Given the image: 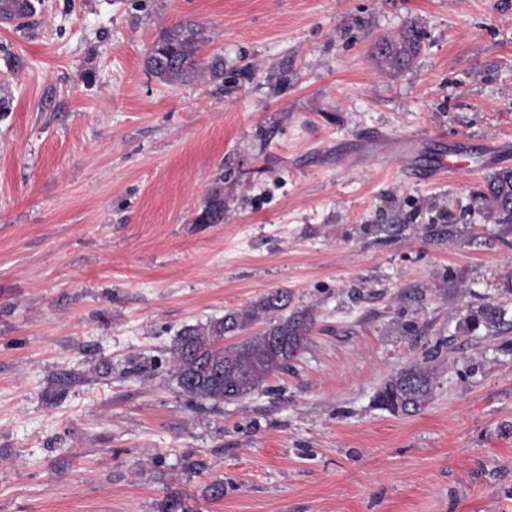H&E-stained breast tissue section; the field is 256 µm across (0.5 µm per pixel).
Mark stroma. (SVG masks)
Returning <instances> with one entry per match:
<instances>
[{
    "mask_svg": "<svg viewBox=\"0 0 512 512\" xmlns=\"http://www.w3.org/2000/svg\"><path fill=\"white\" fill-rule=\"evenodd\" d=\"M194 22L223 80L164 85ZM415 28L397 67L375 50ZM0 512H512V226L488 169L420 160L512 137V0H33L0 22ZM223 223L194 217L216 177ZM316 319L287 371L217 411L171 347L272 291ZM496 305V327L470 316ZM431 373L414 415L378 406ZM223 482L224 495L211 487ZM206 40L203 29L194 23L163 28L145 57L150 75L167 85L183 84L208 76L212 81L224 78L221 61L207 62L201 50ZM400 145L406 157V177L423 179L427 181H440L448 177V174L456 173L459 169L471 167V152L465 149L448 152L447 157H440L425 167H416L412 154L416 144L410 141H401ZM486 191L483 200L488 213L501 224L512 223V170L495 173ZM432 389L430 372L420 366H413L392 376L379 392L378 401L386 408L389 400H399L404 414L409 415L424 408L431 397Z\"/></svg>",
    "mask_w": 512,
    "mask_h": 512,
    "instance_id": "1",
    "label": "stroma"
}]
</instances>
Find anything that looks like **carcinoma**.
Returning <instances> with one entry per match:
<instances>
[{
  "label": "carcinoma",
  "instance_id": "cac0c4a2",
  "mask_svg": "<svg viewBox=\"0 0 512 512\" xmlns=\"http://www.w3.org/2000/svg\"><path fill=\"white\" fill-rule=\"evenodd\" d=\"M206 40L203 29L194 23H182L162 29L145 57L150 75L167 85L183 84L200 78L218 81L224 78L221 61H206L201 54ZM420 42L413 31L399 38L385 40L379 53L404 64L419 50ZM483 200L488 213L501 224L512 223V170L494 174L487 183ZM227 210L224 200V176L216 179L202 200L194 219L196 224H222ZM288 306V292L279 290L263 297L259 303L228 311L205 323L185 325L171 348L177 384L193 381L181 393L200 405L219 407L226 401L251 394L269 377L288 369L289 363L306 347L315 325L309 311H297L277 323L231 344L224 335L236 336L260 323L263 316ZM432 394L430 372L413 366L392 376L378 394L381 406L399 400L404 414L424 408ZM159 512H194L189 499L180 492L169 494Z\"/></svg>",
  "mask_w": 512,
  "mask_h": 512
}]
</instances>
